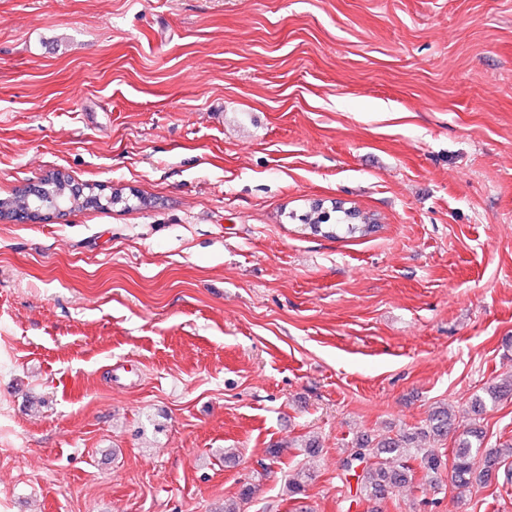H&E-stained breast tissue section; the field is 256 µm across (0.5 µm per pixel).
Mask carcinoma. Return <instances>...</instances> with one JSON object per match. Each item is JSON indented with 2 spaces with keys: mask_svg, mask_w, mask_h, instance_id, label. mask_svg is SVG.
<instances>
[{
  "mask_svg": "<svg viewBox=\"0 0 512 512\" xmlns=\"http://www.w3.org/2000/svg\"><path fill=\"white\" fill-rule=\"evenodd\" d=\"M93 205L108 209L117 205L132 207L131 199L121 192L104 194L90 187L73 186L62 175L53 174L35 187H26L16 196L0 201V215H12L16 219L33 220L39 214L58 208L70 211ZM336 216L324 210L318 203L302 215L301 221L314 235L338 238L340 235L365 236L377 224L375 219L361 217L360 211L338 206ZM512 395V378L503 382H492L482 393L471 400L468 420L455 422L445 404L435 407L426 420L420 434L439 442L450 432L457 433L452 448L451 479L458 487H472L488 483L491 468L512 457V440L494 447L485 444L481 420L486 411L492 409L504 398ZM414 437L405 433L394 437L385 436L378 440L367 435L358 437L352 451L346 456V467L363 464L357 474L358 493L355 502H370L385 497L392 489L408 486L414 480L413 463L435 474L443 464V456L435 448H419L413 445ZM312 475L302 468H295L288 474L286 491L291 499H298L306 491ZM259 491L256 483L242 485L238 495L224 501L222 512H245L244 507Z\"/></svg>",
  "mask_w": 512,
  "mask_h": 512,
  "instance_id": "cac0c4a2",
  "label": "carcinoma"
}]
</instances>
